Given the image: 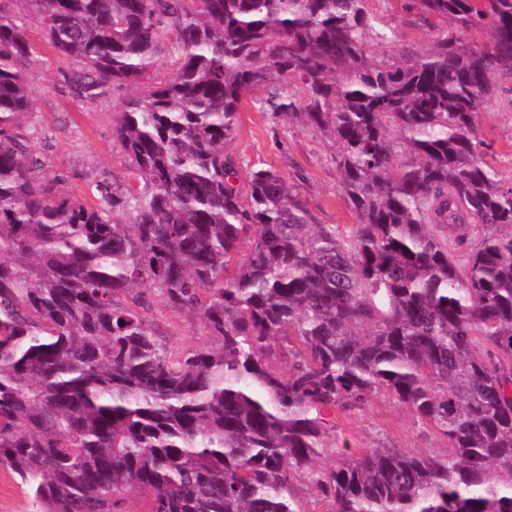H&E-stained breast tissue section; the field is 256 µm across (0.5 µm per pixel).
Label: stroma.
<instances>
[{
	"mask_svg": "<svg viewBox=\"0 0 512 512\" xmlns=\"http://www.w3.org/2000/svg\"><path fill=\"white\" fill-rule=\"evenodd\" d=\"M0 7L22 16L35 54L27 78L34 98L33 118L48 131V141L34 143L45 157L49 175L62 174L68 190L83 201H93L95 184L102 178L124 179V156L112 136L113 114L121 92L89 101L76 96L67 81L70 64L59 57L44 38L40 19L26 0H0ZM367 8L383 17L395 30L389 44H369L374 56H396L425 50L429 38L414 14L399 0H367ZM482 160L512 184V89L501 86L480 107ZM243 164L273 166L287 178H300V187L318 220L324 224L355 223L340 188L336 168L320 137L312 129L278 123L247 102L241 107L236 134L228 145ZM152 315L167 344L195 347L206 338L200 322L155 303ZM336 448L359 453L368 448L395 445L400 448H439L444 444L432 428L414 422L410 413L392 400L379 398L368 410L342 418L336 431Z\"/></svg>",
	"mask_w": 512,
	"mask_h": 512,
	"instance_id": "1",
	"label": "stroma"
}]
</instances>
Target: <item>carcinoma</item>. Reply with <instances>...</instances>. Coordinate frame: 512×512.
Wrapping results in <instances>:
<instances>
[{"label":"carcinoma","instance_id":"1","mask_svg":"<svg viewBox=\"0 0 512 512\" xmlns=\"http://www.w3.org/2000/svg\"><path fill=\"white\" fill-rule=\"evenodd\" d=\"M74 92L131 87L99 203L32 143L25 25L0 8V468L42 512H512V186L479 106L512 83V0H26ZM169 31V72L155 75ZM313 129L356 216L321 224L225 149L245 97ZM214 345L174 349L154 299ZM389 396L443 448H334ZM367 0L368 10L376 16H383L394 29L396 38L389 44L370 43L367 50L374 56H399L404 52L423 51L429 46L428 31L418 22L414 13L401 8L395 0Z\"/></svg>","mask_w":512,"mask_h":512}]
</instances>
